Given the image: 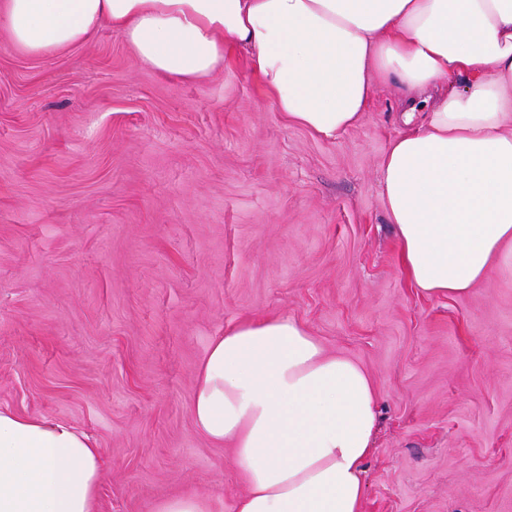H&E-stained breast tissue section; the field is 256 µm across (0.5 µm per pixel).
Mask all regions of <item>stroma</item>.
Masks as SVG:
<instances>
[{"label": "stroma", "mask_w": 512, "mask_h": 512, "mask_svg": "<svg viewBox=\"0 0 512 512\" xmlns=\"http://www.w3.org/2000/svg\"><path fill=\"white\" fill-rule=\"evenodd\" d=\"M398 97L322 139L242 53L180 81L108 26L43 56L0 29V408L97 442L98 512L244 492L193 425L196 371L281 314L379 394L362 512H512V252L470 293L418 292L380 188Z\"/></svg>", "instance_id": "35a3bbf8"}]
</instances>
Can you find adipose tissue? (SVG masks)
Here are the masks:
<instances>
[{"instance_id": "ef3b65f1", "label": "adipose tissue", "mask_w": 512, "mask_h": 512, "mask_svg": "<svg viewBox=\"0 0 512 512\" xmlns=\"http://www.w3.org/2000/svg\"><path fill=\"white\" fill-rule=\"evenodd\" d=\"M106 25L170 78L207 77L243 49L283 119L320 138L395 81L406 130L381 191L408 278L430 297L466 294L512 249V0H0L10 45L32 56ZM377 401L365 370L294 318L226 327L191 418L232 446L246 490L228 505L185 492L153 512H361ZM101 464L86 433L0 409V512H96Z\"/></svg>"}]
</instances>
